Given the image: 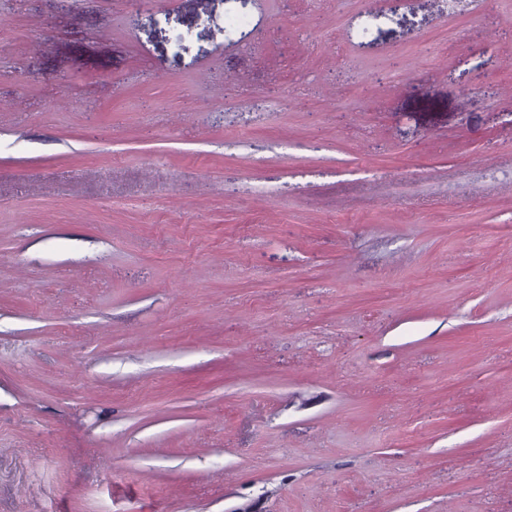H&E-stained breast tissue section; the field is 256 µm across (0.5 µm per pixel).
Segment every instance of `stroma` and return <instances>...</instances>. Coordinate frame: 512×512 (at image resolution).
Returning <instances> with one entry per match:
<instances>
[{"label":"stroma","mask_w":512,"mask_h":512,"mask_svg":"<svg viewBox=\"0 0 512 512\" xmlns=\"http://www.w3.org/2000/svg\"><path fill=\"white\" fill-rule=\"evenodd\" d=\"M387 5L0 0V512H512V0Z\"/></svg>","instance_id":"1"}]
</instances>
